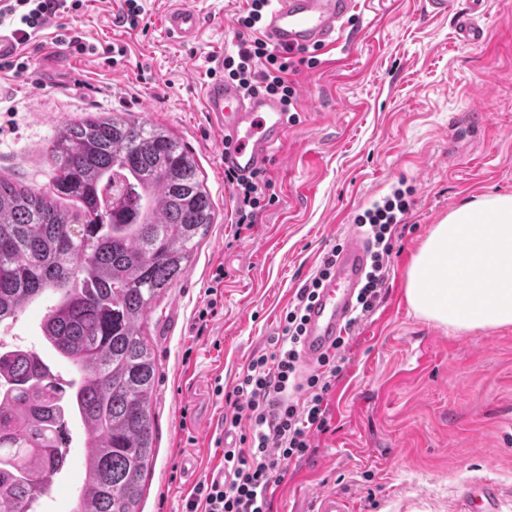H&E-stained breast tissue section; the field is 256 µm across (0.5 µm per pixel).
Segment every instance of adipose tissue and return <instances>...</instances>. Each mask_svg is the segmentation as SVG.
Wrapping results in <instances>:
<instances>
[{"mask_svg":"<svg viewBox=\"0 0 512 512\" xmlns=\"http://www.w3.org/2000/svg\"><path fill=\"white\" fill-rule=\"evenodd\" d=\"M406 296L454 332L512 325V195L463 204L434 225L407 271Z\"/></svg>","mask_w":512,"mask_h":512,"instance_id":"1","label":"adipose tissue"}]
</instances>
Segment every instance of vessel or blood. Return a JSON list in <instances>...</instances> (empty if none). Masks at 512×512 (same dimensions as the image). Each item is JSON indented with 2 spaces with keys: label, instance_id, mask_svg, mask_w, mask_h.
<instances>
[{
  "label": "vessel or blood",
  "instance_id": "obj_1",
  "mask_svg": "<svg viewBox=\"0 0 512 512\" xmlns=\"http://www.w3.org/2000/svg\"><path fill=\"white\" fill-rule=\"evenodd\" d=\"M357 4L358 0H271L263 36L278 49L333 48ZM201 25V15L182 4L164 14L165 32L177 42L197 38ZM203 109L219 136L225 168L241 176L267 165L272 150L286 139L291 124L279 99L262 93L244 96L230 81L205 87ZM369 262L367 242L361 235H354L338 254L308 313L303 337L307 366H314L323 354L331 351L336 337L345 335ZM471 503V512H499L496 487H475Z\"/></svg>",
  "mask_w": 512,
  "mask_h": 512
}]
</instances>
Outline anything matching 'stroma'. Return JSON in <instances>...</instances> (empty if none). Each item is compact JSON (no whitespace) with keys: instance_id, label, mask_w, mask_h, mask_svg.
<instances>
[{"instance_id":"1","label":"stroma","mask_w":512,"mask_h":512,"mask_svg":"<svg viewBox=\"0 0 512 512\" xmlns=\"http://www.w3.org/2000/svg\"><path fill=\"white\" fill-rule=\"evenodd\" d=\"M185 2L203 18L193 42L165 35L171 0H143L134 29L117 21L123 0H87L70 24L89 42L124 46L118 62L62 50L45 28L20 49L27 73L0 71V178L49 193V149L63 126L114 113L179 140L214 203L189 271L144 320L158 375L141 512H184L206 472L223 468L229 393L253 356L272 352L283 311L324 253L356 233L353 210L395 191L409 209L382 299L354 331L325 431L290 464L271 512H306L321 494L347 512H469L468 488L480 481L495 483L501 512H512V325L455 333L416 315L406 296L434 224L463 203L512 195V0H483L477 46L461 44L454 16L428 14L424 0H359L336 49L293 74L296 116L266 167L270 200L242 232L200 93L237 41L245 0ZM214 285L217 313L200 320ZM45 307L30 304L14 332L75 379L40 334ZM86 443L71 418L66 464L37 512H71Z\"/></svg>"}]
</instances>
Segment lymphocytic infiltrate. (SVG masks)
<instances>
[{
    "label": "lymphocytic infiltrate",
    "mask_w": 512,
    "mask_h": 512,
    "mask_svg": "<svg viewBox=\"0 0 512 512\" xmlns=\"http://www.w3.org/2000/svg\"><path fill=\"white\" fill-rule=\"evenodd\" d=\"M270 0H247L238 17L235 53L224 58V77L244 94L272 95L286 109H294L296 89L289 76L297 69L293 51L273 49L259 36ZM84 0H0V28L21 43L30 42L48 17L80 13ZM238 207L236 226L254 224L261 199L270 187L264 173L248 178L226 173ZM395 202L369 215L363 234L370 242L372 263L358 294L353 324L366 320L379 304L386 283V262L397 229ZM336 256L326 252L316 274L299 289L296 300L281 317V332L271 353L253 358L233 390L234 411L224 419L226 433L239 445L224 453L223 481L198 483L185 512H270L274 487L288 465L302 459L313 438L327 424L328 401L346 368L349 336L337 337L332 353L323 355L315 369L302 368L301 338L306 311Z\"/></svg>",
    "instance_id": "1"
}]
</instances>
